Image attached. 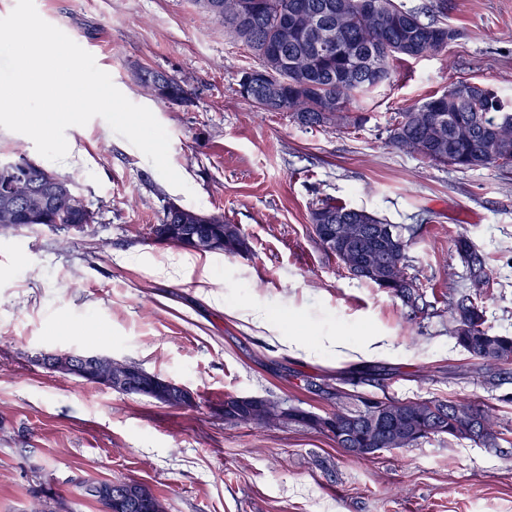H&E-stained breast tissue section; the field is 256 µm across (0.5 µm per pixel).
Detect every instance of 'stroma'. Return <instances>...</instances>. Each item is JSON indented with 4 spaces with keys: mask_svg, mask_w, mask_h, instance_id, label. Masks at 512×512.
I'll list each match as a JSON object with an SVG mask.
<instances>
[{
    "mask_svg": "<svg viewBox=\"0 0 512 512\" xmlns=\"http://www.w3.org/2000/svg\"><path fill=\"white\" fill-rule=\"evenodd\" d=\"M39 15L91 53L170 137L186 189L99 117L67 129L70 179L96 213L82 232L27 226L0 235V512H31L52 488L71 512H101L81 479L138 481L169 512H512V365L485 368L449 333L448 301L469 284L453 239L466 233L495 284L486 329L512 336V179L461 172L393 147L397 112L467 80L512 97V0H446V52L399 61L346 134L259 112L238 95L249 50L194 0H35ZM149 67L183 80L166 106L135 79ZM332 198L390 223L418 225L408 272L425 308L352 278L321 246L309 214ZM223 214L245 255L213 254V298L179 265L185 248L149 235L167 201ZM263 308L268 336L243 320ZM337 336L387 355L314 358L288 349ZM99 351L190 390L189 407L128 396L46 369V353ZM484 408L497 447L436 436L356 458L298 424L224 417L230 396H260L321 416L333 387Z\"/></svg>",
    "mask_w": 512,
    "mask_h": 512,
    "instance_id": "obj_1",
    "label": "stroma"
}]
</instances>
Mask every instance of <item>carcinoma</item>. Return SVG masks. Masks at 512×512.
I'll return each mask as SVG.
<instances>
[{"instance_id":"1","label":"carcinoma","mask_w":512,"mask_h":512,"mask_svg":"<svg viewBox=\"0 0 512 512\" xmlns=\"http://www.w3.org/2000/svg\"><path fill=\"white\" fill-rule=\"evenodd\" d=\"M227 0H196V4L224 27L235 17L224 12ZM254 13L244 22L247 42L244 46L280 86V109L307 128L336 127L358 130L367 121L361 112L363 100L394 77L393 63L415 58L405 50L407 41L423 42L433 38L445 26L438 18L440 6L408 8L397 0H375L374 16L360 11L359 0H247ZM305 6L308 23L288 25V39L280 28L290 20L293 9ZM332 8L337 23V43L330 53L317 51L313 28L323 23ZM377 58L383 73L371 71L369 61ZM156 70L142 67L136 71L139 84L157 101L181 106L190 101L185 83L173 75L167 85L158 87L151 76ZM456 83L442 93L397 113L389 128V142L418 154L433 165L459 171L503 167L499 160L512 155V103L503 101L489 89L476 100L454 95ZM17 166L0 168V183L29 171V159H13ZM211 225L224 235V253L242 255L250 244L234 224L224 223L221 214H209ZM95 214H72L64 195L55 197L51 212L40 223L51 230L59 224L90 225ZM310 223L324 250L335 256L357 279L415 304L419 289L405 272L413 227L390 224L364 209H355L323 201L310 211ZM464 260L473 295L464 296L451 308V335L458 347L485 366L512 364V336L494 335L485 329V311L479 298L492 287L483 257L469 237L460 233L454 240ZM336 402L354 398L358 405L337 407L336 412L318 422L312 413L290 408L282 410L267 402V414L254 418L243 407L224 410V417L247 423L271 424L278 420L306 424L326 434L339 448H359L357 457L373 454L375 448L402 449L415 446L432 435L450 439H469L486 447L497 445L499 432L488 413L471 405L453 404L435 399H382L385 417L375 422L361 409L363 396L338 388Z\"/></svg>"}]
</instances>
